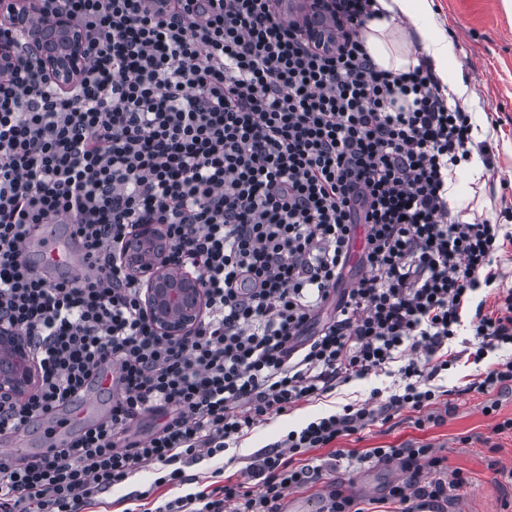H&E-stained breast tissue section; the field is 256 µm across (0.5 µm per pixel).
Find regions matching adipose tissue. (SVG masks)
Returning a JSON list of instances; mask_svg holds the SVG:
<instances>
[{"label":"adipose tissue","instance_id":"obj_1","mask_svg":"<svg viewBox=\"0 0 512 512\" xmlns=\"http://www.w3.org/2000/svg\"><path fill=\"white\" fill-rule=\"evenodd\" d=\"M383 16L373 18L364 32L367 50L383 69L408 70L419 55L430 57L435 74L447 82V91L467 99L469 88L457 79L454 45L434 20L428 0H378Z\"/></svg>","mask_w":512,"mask_h":512}]
</instances>
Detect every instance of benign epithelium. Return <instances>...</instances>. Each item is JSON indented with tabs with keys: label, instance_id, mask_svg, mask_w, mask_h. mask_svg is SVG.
<instances>
[{
	"label": "benign epithelium",
	"instance_id": "7a95c632",
	"mask_svg": "<svg viewBox=\"0 0 512 512\" xmlns=\"http://www.w3.org/2000/svg\"><path fill=\"white\" fill-rule=\"evenodd\" d=\"M297 23L311 43L327 52L336 49L333 0H297ZM30 0H0V18L14 21L24 41H0V76H10L20 63L21 51L37 55L42 68L57 85L76 83L85 64L84 36L66 14L58 13L29 28ZM170 245L156 224H140L126 244L124 260L143 280L144 306L154 325L168 336H180L200 318L205 298L199 281L169 260ZM37 373L25 337L0 325V393L21 399L35 386Z\"/></svg>",
	"mask_w": 512,
	"mask_h": 512
}]
</instances>
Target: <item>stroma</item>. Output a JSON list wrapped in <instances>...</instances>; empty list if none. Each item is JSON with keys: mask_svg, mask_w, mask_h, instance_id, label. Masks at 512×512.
<instances>
[{"mask_svg": "<svg viewBox=\"0 0 512 512\" xmlns=\"http://www.w3.org/2000/svg\"><path fill=\"white\" fill-rule=\"evenodd\" d=\"M436 21L442 22L455 46L460 72L475 93L470 107L473 121L486 125L485 135L491 147V159L479 179L459 173L454 182L459 192L468 197L469 215L496 219L501 198L512 200V19L505 14L501 0H433ZM498 352H491L486 363L496 362ZM486 363H466L441 375L439 385L450 390L454 411L437 426L414 429L407 416L386 425H377L361 434L338 440L341 448H389L413 440L431 444L448 459V465L460 469L470 484L448 512H512V481L506 471L512 470V433L495 432L500 420L512 417V392L500 395L496 414H484L485 395L464 392V378L484 371ZM392 377L370 376L343 386L330 396L258 424L242 440L232 455H219L190 465L188 484L164 486L150 499L151 507L168 500L199 491L211 482L214 469L230 475L239 472L250 455L279 440L288 430L338 410L348 403L369 398L373 388L392 385ZM395 463H369L349 471L338 468L323 474L313 486L293 490L283 501L284 512H292L302 504L305 512H320L322 498L328 488L361 500L367 512H394L387 498V487L401 478ZM154 474L141 472L123 485L104 493L100 501L82 508L81 512H133L138 503L136 491L147 489Z\"/></svg>", "mask_w": 512, "mask_h": 512, "instance_id": "1", "label": "stroma"}]
</instances>
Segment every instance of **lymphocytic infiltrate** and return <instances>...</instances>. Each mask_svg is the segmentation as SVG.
Masks as SVG:
<instances>
[{
	"mask_svg": "<svg viewBox=\"0 0 512 512\" xmlns=\"http://www.w3.org/2000/svg\"><path fill=\"white\" fill-rule=\"evenodd\" d=\"M35 0L85 38L81 79L60 88L24 57L0 79V323L31 344L39 379L0 394V435L56 414L93 370L111 369L106 419L67 448L17 465L0 454V512H79L133 474L181 485L185 468L236 447L259 423L352 381L396 373L389 391L289 431L242 478L178 497L165 512H282L315 483L311 451L335 465L398 463L401 512H447L468 483L427 444L338 447L412 413L441 424L439 375L512 346V287L494 263L506 225L448 208L471 115L449 105L427 58L379 68L362 36L377 0H335V53L311 49L273 0ZM66 216L81 275L38 276L26 236ZM157 224L206 302L184 335L148 319L123 249ZM362 273L342 287L356 236ZM491 287L494 309L478 302ZM329 316H322L324 307ZM470 326L466 352L450 344ZM466 391L512 390V355ZM158 424L139 437L133 427Z\"/></svg>",
	"mask_w": 512,
	"mask_h": 512,
	"instance_id": "1",
	"label": "lymphocytic infiltrate"
}]
</instances>
